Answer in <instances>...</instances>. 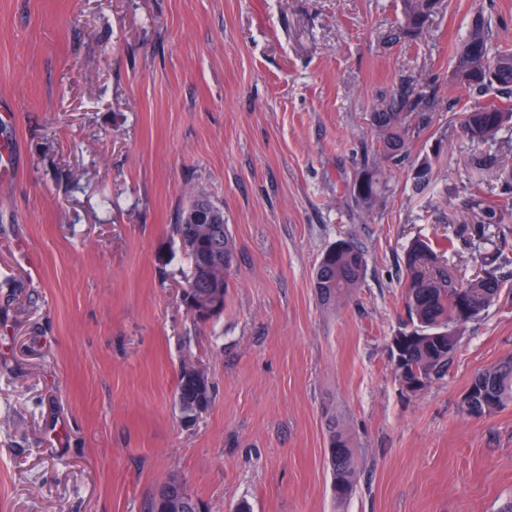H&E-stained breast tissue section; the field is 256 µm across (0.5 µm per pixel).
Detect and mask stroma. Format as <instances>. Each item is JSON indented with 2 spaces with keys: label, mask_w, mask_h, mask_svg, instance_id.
<instances>
[{
  "label": "stroma",
  "mask_w": 512,
  "mask_h": 512,
  "mask_svg": "<svg viewBox=\"0 0 512 512\" xmlns=\"http://www.w3.org/2000/svg\"><path fill=\"white\" fill-rule=\"evenodd\" d=\"M400 0H0V512H139L180 474L210 512H502L512 405L467 418L472 377L512 356V235L502 293L462 327L445 376L406 393L390 358L408 322L404 255L471 223V184L498 200L512 153L459 133L475 99L451 82L475 15L512 50V0H441L395 39ZM434 83L437 108L401 164L372 112ZM448 141L436 148L440 132ZM375 158L372 210L351 186ZM430 159L422 190L412 168ZM236 243L223 314L181 293L173 232L190 190ZM354 239L360 288L325 306L315 266ZM214 400L190 425L181 365ZM359 482L332 498L327 416Z\"/></svg>",
  "instance_id": "1"
}]
</instances>
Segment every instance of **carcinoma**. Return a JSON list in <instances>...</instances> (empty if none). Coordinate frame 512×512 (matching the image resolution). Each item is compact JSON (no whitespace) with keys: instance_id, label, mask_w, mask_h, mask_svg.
I'll return each mask as SVG.
<instances>
[{"instance_id":"obj_1","label":"carcinoma","mask_w":512,"mask_h":512,"mask_svg":"<svg viewBox=\"0 0 512 512\" xmlns=\"http://www.w3.org/2000/svg\"><path fill=\"white\" fill-rule=\"evenodd\" d=\"M401 19L397 35L414 38L423 34L437 13L435 0H401ZM478 44L483 53L469 55V47ZM452 79L460 87L480 93L495 91L494 101L465 110L461 132L472 145H483L498 139L499 134L512 129V51L499 49L491 43L488 22L476 17L455 57ZM436 95L425 82L396 92L389 107L370 113V122L380 135L379 151L390 159L402 156L406 141L427 128L430 112L435 110ZM415 186L430 183L432 165L425 160L413 168ZM384 176L376 161L364 160L362 170L352 186L357 201L373 206L385 191ZM467 207L474 222L467 224L455 237L433 244L416 240L404 258L405 305L409 325L399 332V359L396 366L399 380L421 379L427 388L448 368L458 347L457 328L479 319L500 297L502 280L492 268L496 258L481 251L490 241L494 227L505 237L512 226L505 218L512 215L506 207L488 203L479 186L470 189ZM175 232L181 249L195 267L217 253L224 254V265L215 268L216 279L229 290L228 272L233 265L236 244L227 224H193L181 210ZM473 250L474 258L489 267L485 276L472 280L448 272L443 258L456 250L458 239ZM366 273V258L352 240H339L323 253L312 276L319 301L330 305L350 294L362 282ZM468 389L477 391L470 401L459 403L460 412L468 418L491 415L512 404V356L476 374ZM214 389L199 388L186 368H181L175 398L182 419L195 421V408L208 409ZM327 463L330 470L332 496L336 503L346 502L356 489L358 465L349 431L340 420L331 416L326 423Z\"/></svg>"}]
</instances>
